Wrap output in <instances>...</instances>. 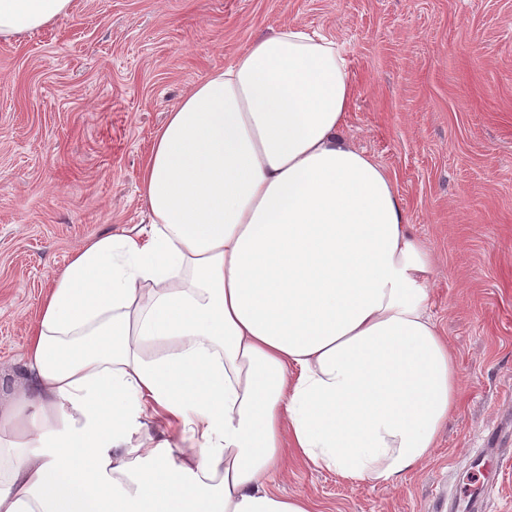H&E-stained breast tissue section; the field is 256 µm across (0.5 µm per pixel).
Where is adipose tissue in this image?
Segmentation results:
<instances>
[{"label":"adipose tissue","mask_w":512,"mask_h":512,"mask_svg":"<svg viewBox=\"0 0 512 512\" xmlns=\"http://www.w3.org/2000/svg\"><path fill=\"white\" fill-rule=\"evenodd\" d=\"M74 0H0V38ZM296 26L199 79L140 176L150 223L52 278L0 408V512H319L289 459L398 484L454 415L432 263Z\"/></svg>","instance_id":"obj_1"}]
</instances>
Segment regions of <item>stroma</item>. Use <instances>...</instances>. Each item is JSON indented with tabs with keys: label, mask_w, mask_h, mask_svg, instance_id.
I'll return each mask as SVG.
<instances>
[{
	"label": "stroma",
	"mask_w": 512,
	"mask_h": 512,
	"mask_svg": "<svg viewBox=\"0 0 512 512\" xmlns=\"http://www.w3.org/2000/svg\"><path fill=\"white\" fill-rule=\"evenodd\" d=\"M288 25L343 52L346 133L431 250V312L462 393L399 486L294 461L278 488L320 512H436L488 429L512 420V0H75L52 26L0 40V373H18L77 246L150 223L140 170L167 113Z\"/></svg>",
	"instance_id": "1"
}]
</instances>
